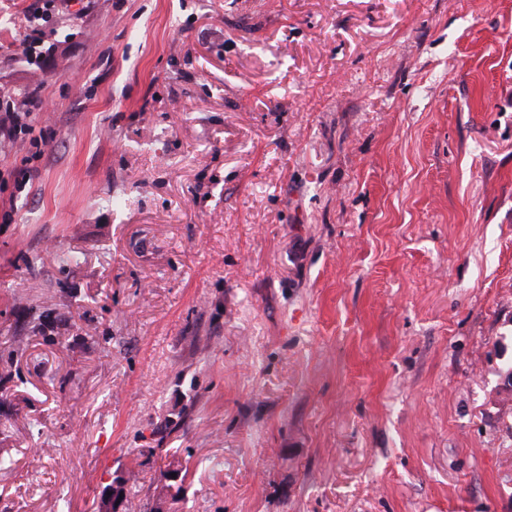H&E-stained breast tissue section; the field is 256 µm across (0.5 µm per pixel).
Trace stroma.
Listing matches in <instances>:
<instances>
[{
	"label": "stroma",
	"mask_w": 512,
	"mask_h": 512,
	"mask_svg": "<svg viewBox=\"0 0 512 512\" xmlns=\"http://www.w3.org/2000/svg\"><path fill=\"white\" fill-rule=\"evenodd\" d=\"M18 92L0 512H512V0H0Z\"/></svg>",
	"instance_id": "1"
}]
</instances>
